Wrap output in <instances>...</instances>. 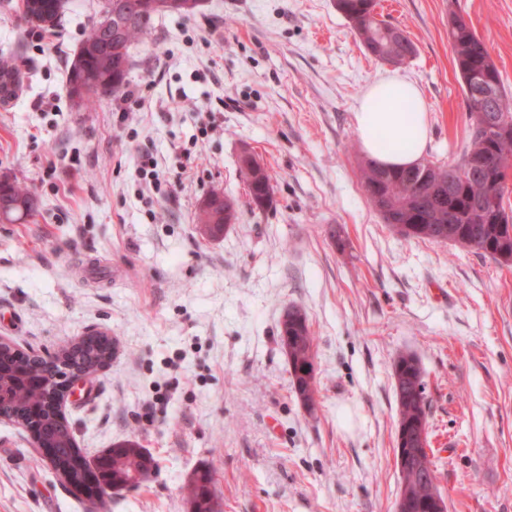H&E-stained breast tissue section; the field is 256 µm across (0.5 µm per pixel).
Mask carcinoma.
<instances>
[{"label":"carcinoma","instance_id":"obj_1","mask_svg":"<svg viewBox=\"0 0 512 512\" xmlns=\"http://www.w3.org/2000/svg\"><path fill=\"white\" fill-rule=\"evenodd\" d=\"M140 0H126L128 14L112 19V28L120 31L121 42L111 41L96 20L79 52L85 55L82 68L70 66L68 93L77 103L92 97L117 94L125 85L120 67H129L130 48L135 40L153 28L152 13L135 10ZM42 10L34 23L43 28L58 25L66 0H41ZM377 0H336L340 11L355 31L367 54L400 65L416 52L408 34L400 27L376 18ZM448 41L462 80L467 118L468 140L460 158L448 164L428 162L418 167L391 169L374 160L360 165V180L370 203L404 240H427L470 248L512 265V213L507 212L504 196L506 178L512 170V131L496 138L486 136L483 117L512 120V95L501 83L500 73L485 43L461 14L448 19ZM486 78L489 94L474 95L469 75ZM18 71L0 66V104L16 96ZM250 203L266 209L274 202V177L264 165L242 169ZM34 194L13 181L0 188V215L12 223L32 213ZM288 327L278 328L277 340L288 363L293 392L308 412L316 408V377L308 368L316 359L315 336L307 314L297 306L288 308ZM81 340L59 347L53 355L24 354L18 360L0 356V411L32 421L37 409L40 435L54 442V464L59 480L76 496L99 499L105 503L107 489L125 483L154 462L144 456L138 444L127 441L114 445L96 459H87L82 449L71 447L74 435L68 425L59 423L51 411L54 376L64 365L90 371L101 362L108 342ZM394 388L398 402L396 447L417 448L420 432L429 425L424 375L418 358L401 353L393 364ZM214 469L193 472L187 485L190 501L197 512H222L218 498L211 496L209 485ZM400 482L415 488L405 512H427V500L439 491L435 464L427 453L411 459L399 470Z\"/></svg>","mask_w":512,"mask_h":512}]
</instances>
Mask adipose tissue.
I'll use <instances>...</instances> for the list:
<instances>
[{
    "instance_id": "ef3b65f1",
    "label": "adipose tissue",
    "mask_w": 512,
    "mask_h": 512,
    "mask_svg": "<svg viewBox=\"0 0 512 512\" xmlns=\"http://www.w3.org/2000/svg\"><path fill=\"white\" fill-rule=\"evenodd\" d=\"M354 121L365 153L380 165L409 167L424 154L430 133L428 109L410 81L390 77L372 84Z\"/></svg>"
}]
</instances>
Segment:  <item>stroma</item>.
<instances>
[{
    "instance_id": "35a3bbf8",
    "label": "stroma",
    "mask_w": 512,
    "mask_h": 512,
    "mask_svg": "<svg viewBox=\"0 0 512 512\" xmlns=\"http://www.w3.org/2000/svg\"><path fill=\"white\" fill-rule=\"evenodd\" d=\"M102 4L69 0L44 49L22 0H0V61L22 79L0 106V175L38 200L0 222V336L40 354L111 335V363L64 413L88 457L131 440L157 470L109 512H191L187 482L207 464L224 512H395L392 365L407 352L424 371L447 512H512V266L383 224L354 123L368 87L399 76L428 106L425 160L457 158L466 111L448 17L464 14L512 93V0H379L416 47L399 67L364 51L336 0H204L132 44L126 87L143 103L127 121L121 94L67 93ZM145 148L175 183L151 205ZM247 151L275 177L271 208L249 203ZM214 190L238 215L213 241L196 216ZM292 305L316 337L311 414L277 343ZM0 512H90L5 418Z\"/></svg>"
}]
</instances>
